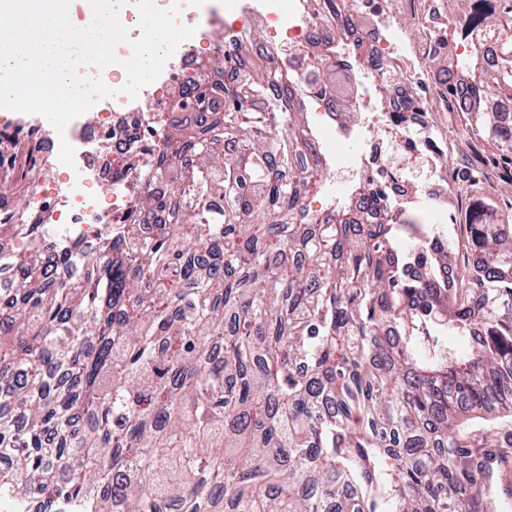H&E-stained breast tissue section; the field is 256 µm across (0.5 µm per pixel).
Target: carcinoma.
<instances>
[{"label":"carcinoma","mask_w":512,"mask_h":512,"mask_svg":"<svg viewBox=\"0 0 512 512\" xmlns=\"http://www.w3.org/2000/svg\"><path fill=\"white\" fill-rule=\"evenodd\" d=\"M465 15L503 35L477 91L512 107V0ZM239 43L188 80L97 251L56 281L37 250L0 262V501L16 512H491L489 456L466 426L512 413V224L463 225L448 249L412 221L312 213L325 169L274 51L244 75ZM349 61L317 67L319 86ZM463 133L512 165V124L463 102ZM238 141L224 154V139ZM183 156L193 162L184 165ZM152 225L150 235L140 232ZM425 260L419 280L404 277ZM438 330L480 343H432Z\"/></svg>","instance_id":"carcinoma-1"}]
</instances>
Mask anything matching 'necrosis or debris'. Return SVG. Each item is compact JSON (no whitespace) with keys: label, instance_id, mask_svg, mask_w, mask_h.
Returning a JSON list of instances; mask_svg holds the SVG:
<instances>
[{"label":"necrosis or debris","instance_id":"obj_1","mask_svg":"<svg viewBox=\"0 0 512 512\" xmlns=\"http://www.w3.org/2000/svg\"><path fill=\"white\" fill-rule=\"evenodd\" d=\"M383 0H336V14L321 21L307 7V0H291L281 8L279 0H238L233 12L211 8L205 18L180 13L182 24L194 27L196 39H204L198 21L217 25L232 33L241 32L252 15L262 14L279 30L281 42L293 54L289 72L299 81L308 77L310 59L356 55L360 65L355 80L359 86L379 85L382 98L359 95V121L348 123L340 105L320 101V115L330 124L334 137L317 136L315 143L326 166L323 194L329 207L348 201L363 209L368 223H380L384 211L398 216L407 208L428 205L435 223L452 224L456 218L445 201L450 193L449 177L471 173L469 151L473 142L440 145L431 132L434 115L456 109L444 85L432 79L429 60L435 54L467 57L473 43H481L485 62L497 58L501 37L472 27L454 40L445 39L439 0H399L398 12L383 8ZM199 57L190 43H182L161 76L137 99L119 94L103 101L97 122L75 118L64 134L39 128L30 138L15 141L9 168H25L57 160L59 138L75 150V167L58 184H35L29 191L26 209L8 212L9 222L54 225L56 233L35 238L39 251L59 253L73 244L95 248L102 229L114 214L127 207L125 192L102 195L97 188L111 185L122 161L139 155L152 127L147 117L168 109L166 87L175 81L204 78ZM356 143L353 154L339 156L336 145ZM418 161L419 171L397 173L400 159ZM380 191L381 202L368 203V193Z\"/></svg>","mask_w":512,"mask_h":512}]
</instances>
